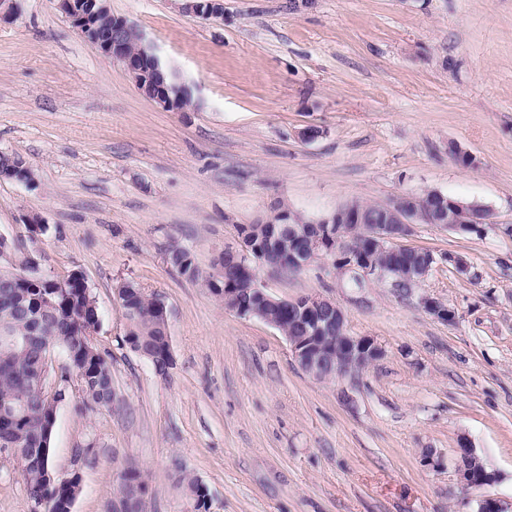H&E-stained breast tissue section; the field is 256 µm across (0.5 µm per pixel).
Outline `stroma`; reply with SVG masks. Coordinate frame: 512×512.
Listing matches in <instances>:
<instances>
[{
    "label": "stroma",
    "mask_w": 512,
    "mask_h": 512,
    "mask_svg": "<svg viewBox=\"0 0 512 512\" xmlns=\"http://www.w3.org/2000/svg\"><path fill=\"white\" fill-rule=\"evenodd\" d=\"M192 90L182 112L142 96L52 0H21L0 25V152L34 185L0 178V235L54 278L80 272L101 311L96 346L116 400L57 415L52 461L80 475L72 512H104L120 470H145L146 512H184L173 461L199 478L210 512H476L455 475L459 437L496 475L483 494L512 505V0H109ZM310 125L323 134L303 142ZM477 164L464 168L449 142ZM437 189L492 209L497 229L416 225L407 245L439 259L418 288H366L313 265L260 270L279 298L319 294L382 355L354 378L319 381L286 338L239 318L168 261L200 272L237 227L277 202L306 214ZM48 228L31 241L22 223ZM466 260L459 275L448 255ZM164 298L175 359L156 373L122 342L116 286ZM430 297L456 313H428ZM432 449L438 466L422 461ZM21 468L0 457V512H28ZM183 1L181 8L199 16L223 17L224 3L222 0H178ZM0 175L16 180L35 178L32 169L26 165V162L20 156L7 153L0 154Z\"/></svg>",
    "instance_id": "1"
}]
</instances>
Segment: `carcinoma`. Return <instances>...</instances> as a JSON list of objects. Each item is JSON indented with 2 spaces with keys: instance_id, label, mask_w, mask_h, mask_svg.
I'll return each mask as SVG.
<instances>
[{
  "instance_id": "cac0c4a2",
  "label": "carcinoma",
  "mask_w": 512,
  "mask_h": 512,
  "mask_svg": "<svg viewBox=\"0 0 512 512\" xmlns=\"http://www.w3.org/2000/svg\"><path fill=\"white\" fill-rule=\"evenodd\" d=\"M0 175L20 179L34 176L26 162L18 155L0 154ZM295 210L284 203L271 207L265 215L266 224H282ZM247 233L252 247L264 248L262 237L266 232L260 224L239 226ZM169 263L182 275L203 282L208 290L239 309L258 308L271 315L277 330L283 335L295 330L288 310L270 307L257 296L258 281L252 273L235 264L230 256L221 253L214 261V272L203 275L195 266L190 253L176 247L169 251ZM21 267L0 266V328L6 338L0 337V407L14 404L20 412L12 424L9 436L35 454L22 472L28 497L46 503L45 512H72L77 499L79 483L52 481L54 473L49 432L52 404L42 391L39 380L49 373L51 364L45 359L46 349L28 347L25 339L33 334L42 336L62 351L66 363L61 367L60 379L71 375L80 379V403L87 411L109 409L116 398L112 385V360L101 352L87 336L88 330L100 326L99 308L90 306L83 284L77 279L56 284L50 279L23 281ZM53 299L52 312L38 321L27 313L31 303L43 296ZM117 300L127 320L122 342L137 343L147 352L146 359L155 370L165 374L173 365L170 353L167 306L158 295H148L133 280H125L116 288ZM173 474L181 494L195 503L197 512H205L206 489L194 476L173 460ZM150 486L144 473L130 464L123 469L116 500L106 506V512H146Z\"/></svg>"
}]
</instances>
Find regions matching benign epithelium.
Listing matches in <instances>:
<instances>
[{
  "mask_svg": "<svg viewBox=\"0 0 512 512\" xmlns=\"http://www.w3.org/2000/svg\"><path fill=\"white\" fill-rule=\"evenodd\" d=\"M56 9L70 22L86 44L101 54L125 67L135 86L145 97L160 106L181 111L192 98L189 86L180 82L176 74L164 68L146 41L144 34L123 17H112L111 24L104 28L100 18L111 13L108 0H54ZM181 8L199 16H224L223 0H183ZM416 195L405 191L391 196L395 206L388 208L379 224H365L362 211L347 205L324 216H311L308 227L301 230L284 225L278 238L290 237L292 246L288 249L291 268L305 269L310 266V256L325 251L338 257L337 273L348 277L356 287L372 280H389L393 273L378 267L366 255L349 251L343 241V230L334 229L335 224L361 225V238L379 247H386L396 255H401L407 245L400 240L409 236L417 224H433L458 232H467L475 224L490 221V217L480 218L474 203L453 202L445 207L441 204L423 213L407 204ZM38 223L39 228L28 233L35 241L47 230L44 217L38 211L23 215L22 224ZM225 251L238 257L246 265L254 260L262 263L260 255L254 254L252 247L239 237L235 247ZM272 305L283 307L296 317L295 335L287 337L288 345L300 368L312 377H317L330 368L329 360L321 352L316 339L334 331H340L342 353L336 356V376L348 375L351 366L362 368L378 358L379 348L367 337L352 336L346 327V312L330 298L321 295H307L301 299L274 298L263 294ZM456 474L459 483L469 491H480L491 485L496 475L487 471L476 455L471 441L465 437L458 440Z\"/></svg>",
  "mask_w": 512,
  "mask_h": 512,
  "instance_id": "obj_1",
  "label": "benign epithelium"
}]
</instances>
